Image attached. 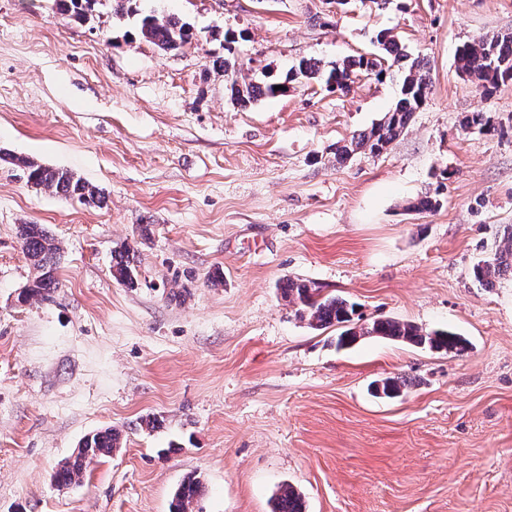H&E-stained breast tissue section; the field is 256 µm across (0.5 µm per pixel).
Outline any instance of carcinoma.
<instances>
[{
	"label": "carcinoma",
	"instance_id": "obj_1",
	"mask_svg": "<svg viewBox=\"0 0 512 512\" xmlns=\"http://www.w3.org/2000/svg\"><path fill=\"white\" fill-rule=\"evenodd\" d=\"M92 0H56L58 10L76 20L86 16ZM140 35L163 51H175L191 41L189 27L172 16L159 19L145 15L139 21ZM379 52L372 57L361 55L325 65L312 59L302 60L293 67L280 83L252 80L240 83L237 78V60L226 57L219 68L229 71L232 78L225 81V89L238 105L247 107L263 97L274 96L277 85H286L299 79L314 80L331 91L346 93L360 71L375 78L387 74L391 63L408 58L404 48L389 33L376 35ZM459 71L477 82V89L485 97L512 82V33L480 36L464 43L457 55ZM430 91V81L425 66L419 60L410 63L403 72L400 95L394 108L373 124L351 138L348 145L336 147V162L351 158L355 151L364 150L379 155L408 127L413 115L425 104ZM462 129L466 132L490 134L498 131L493 118L487 112H474L465 117ZM27 170L28 182L37 188L65 198L77 199L83 204L99 206L105 196L74 173L63 168H52L24 158H14ZM23 251L37 272L25 298L47 299L57 289L55 272L60 248L55 239L41 224H23L19 227ZM134 256L130 250H120L112 256V277L119 283L132 284L135 279ZM512 276V224H506L496 234L488 255L472 267L473 279L482 286H489L505 276ZM282 298L295 307L296 314L314 328L351 324L337 336L339 347L349 346L362 336H379L405 342L431 351L461 355L467 350V342L458 334L444 329L425 331L422 328L396 319H375L357 325L353 323L354 307L347 300L324 296L321 290L300 280H288L281 286ZM410 386L404 376L386 377L374 383V392L387 399H394ZM119 433L106 428L84 441L91 457H107L119 445ZM86 460L81 457L61 462L54 478L60 486H70L81 481ZM204 493L200 477L190 475L182 480L174 492L170 512H191L192 504ZM272 512H305L302 494L291 484L279 486L272 500Z\"/></svg>",
	"mask_w": 512,
	"mask_h": 512
}]
</instances>
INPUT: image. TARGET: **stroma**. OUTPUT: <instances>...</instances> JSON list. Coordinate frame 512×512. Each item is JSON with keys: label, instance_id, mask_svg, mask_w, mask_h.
Segmentation results:
<instances>
[{"label": "stroma", "instance_id": "1", "mask_svg": "<svg viewBox=\"0 0 512 512\" xmlns=\"http://www.w3.org/2000/svg\"><path fill=\"white\" fill-rule=\"evenodd\" d=\"M141 13L179 17L191 42L160 50ZM382 30L423 61L429 98L386 151L343 164L337 145L389 111L398 69L243 108L217 65L230 51L239 78L281 80L376 52ZM508 32L512 0H94L84 21L0 0V512H169L191 474L206 486L194 512H271L285 482L307 512H512V279L471 275L512 224V84L486 98L456 66L463 43ZM477 111L499 132H462ZM18 157L72 171L104 205L32 187ZM434 192L435 210H408ZM23 224L60 247L50 299L23 296ZM125 247L131 285L112 277ZM290 279L354 303L355 322L468 348L337 347L338 327L281 300ZM390 376L412 385L373 397ZM108 427L119 448L58 486ZM85 463L86 460L81 456L61 462L54 475L57 484L67 487L79 483L84 476Z\"/></svg>", "mask_w": 512, "mask_h": 512}]
</instances>
